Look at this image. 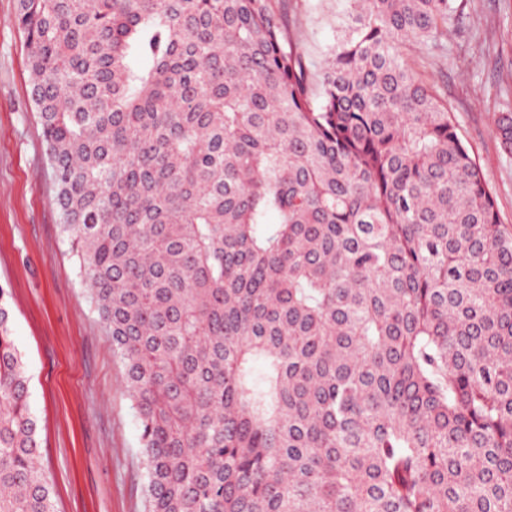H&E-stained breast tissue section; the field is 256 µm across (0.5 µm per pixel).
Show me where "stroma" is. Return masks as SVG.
Masks as SVG:
<instances>
[{
  "instance_id": "35a3bbf8",
  "label": "stroma",
  "mask_w": 512,
  "mask_h": 512,
  "mask_svg": "<svg viewBox=\"0 0 512 512\" xmlns=\"http://www.w3.org/2000/svg\"><path fill=\"white\" fill-rule=\"evenodd\" d=\"M348 9V0H299L290 12L309 65L327 57ZM17 12L18 0H0V288L26 367L41 466L56 512H144L136 410L61 228ZM403 54L447 97L501 222L512 224V152L494 123L502 95H512V10L505 0H454L444 49L407 45Z\"/></svg>"
}]
</instances>
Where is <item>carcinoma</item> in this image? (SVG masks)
<instances>
[{"label":"carcinoma","mask_w":512,"mask_h":512,"mask_svg":"<svg viewBox=\"0 0 512 512\" xmlns=\"http://www.w3.org/2000/svg\"><path fill=\"white\" fill-rule=\"evenodd\" d=\"M349 2L313 70L285 0H19L145 512H512V225L402 53L452 0ZM38 456L0 289V512Z\"/></svg>","instance_id":"carcinoma-1"}]
</instances>
